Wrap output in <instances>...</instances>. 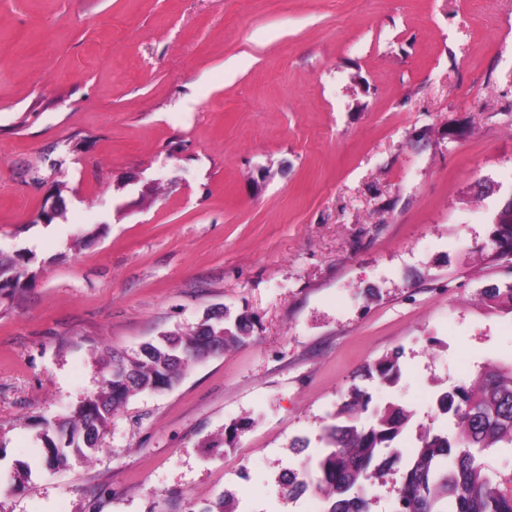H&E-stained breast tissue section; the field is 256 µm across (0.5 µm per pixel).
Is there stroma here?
<instances>
[{
    "mask_svg": "<svg viewBox=\"0 0 512 512\" xmlns=\"http://www.w3.org/2000/svg\"><path fill=\"white\" fill-rule=\"evenodd\" d=\"M511 199L512 0H0V253L31 274L0 296V478L31 470L0 512H322L283 478L353 387L412 442L512 361L480 296L512 277L487 257ZM215 307L253 316L244 345L44 466L102 348ZM394 351L399 384L366 383Z\"/></svg>",
    "mask_w": 512,
    "mask_h": 512,
    "instance_id": "1",
    "label": "stroma"
}]
</instances>
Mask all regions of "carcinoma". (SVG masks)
<instances>
[{"instance_id":"1","label":"carcinoma","mask_w":512,"mask_h":512,"mask_svg":"<svg viewBox=\"0 0 512 512\" xmlns=\"http://www.w3.org/2000/svg\"><path fill=\"white\" fill-rule=\"evenodd\" d=\"M492 248L512 251V223H493ZM26 259L0 255V295L11 296L25 287ZM483 298L491 309L512 312V286L487 288ZM254 323L247 313L216 322L203 318L186 331L166 332L128 356L104 348L96 360L101 385L54 424L40 432L44 460L51 469L67 466L73 457L92 461L114 415L131 398L174 388L193 364L246 342ZM399 354L393 352L365 369L364 377L395 386L401 378ZM371 394L351 389L336 410L335 423L324 428V450L313 462L323 512H369L366 492L385 468L405 462L394 512H512V488L490 473L482 454L502 444L512 446V363H489L468 385L455 386L436 400L438 413L453 425L428 428L403 458L398 439L412 412L389 403L373 412ZM287 498L308 488L294 474L284 479Z\"/></svg>"}]
</instances>
